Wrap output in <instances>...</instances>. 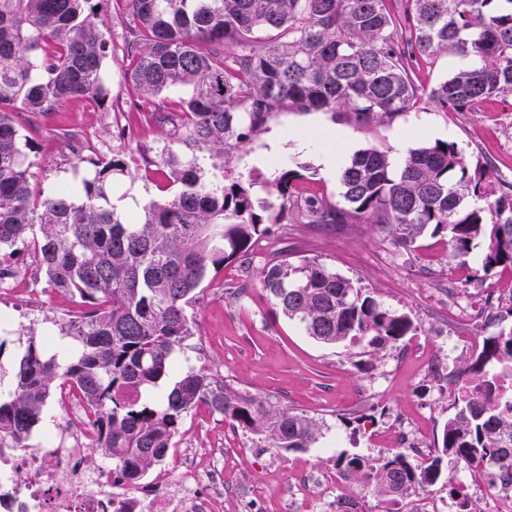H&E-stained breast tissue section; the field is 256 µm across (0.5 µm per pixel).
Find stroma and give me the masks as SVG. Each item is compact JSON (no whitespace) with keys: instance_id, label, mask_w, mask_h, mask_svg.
Wrapping results in <instances>:
<instances>
[{"instance_id":"stroma-1","label":"stroma","mask_w":512,"mask_h":512,"mask_svg":"<svg viewBox=\"0 0 512 512\" xmlns=\"http://www.w3.org/2000/svg\"><path fill=\"white\" fill-rule=\"evenodd\" d=\"M104 32L112 45L107 68L112 77L107 105L76 99L61 111L25 123L24 133L36 151L33 190L71 175V145L81 138L89 150L107 154L125 148L131 170L142 166L137 146L156 147L170 136L136 108L138 96L123 78L131 59L124 52L129 15L124 0H102ZM343 132L347 141L331 144V133ZM278 134L310 140L309 149L278 156L286 169L302 171L295 187L302 196H323L338 201L339 177L326 173L319 154L334 146L346 161L358 149L375 144L388 150L393 165H400L410 148L425 140L457 142L467 166L489 163L496 183L512 185V96L488 99L475 112H447L433 102L392 123L356 126L324 111L285 110L268 121L265 130L246 149L231 155L225 166L229 176L253 173L260 183L254 193L265 197L262 180L271 178L267 153ZM286 249L290 259L315 258L357 282L390 310L407 314L413 330L395 347L369 355L362 346H332L307 336L296 324L272 314V304L262 290L256 269L269 253ZM475 247L466 265L450 256L447 234L424 235L413 247L396 243L392 234L377 224H279L274 235L261 241L252 271L231 263L204 283L203 300L195 306L198 334L183 352L190 364L207 366L233 386L266 398L275 405L319 419L323 424L318 444L304 452H283L265 447L260 436L236 429L206 407L194 409L183 421L176 446H218L224 450V484L230 494L224 512H238L249 503L251 512H333L331 498H302L299 476L307 470L336 474L340 455L377 461L392 450V439L403 427L422 432L425 453H433L444 422L453 414L448 384L431 376L427 358L443 357L451 371L474 356L471 348L452 350L449 335L461 332L484 338L491 330L512 332V268L501 266L484 272ZM464 278H456V269ZM499 294L493 309L497 325L483 321L462 323L449 317L448 303H480L484 295ZM78 305L71 296L44 290L35 310L16 311L13 343L0 357V393L12 388L14 360L27 340L32 324L52 318L63 322L73 317ZM445 476L427 486L418 498L397 501V512H418V504L437 512H457L456 494L447 481L454 472L444 459Z\"/></svg>"}]
</instances>
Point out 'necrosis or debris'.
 Returning a JSON list of instances; mask_svg holds the SVG:
<instances>
[{
  "label": "necrosis or debris",
  "mask_w": 512,
  "mask_h": 512,
  "mask_svg": "<svg viewBox=\"0 0 512 512\" xmlns=\"http://www.w3.org/2000/svg\"><path fill=\"white\" fill-rule=\"evenodd\" d=\"M68 430L43 432L30 448L0 447V512H224V458L218 448H182V469L161 468L148 485L117 482L111 463L88 469L92 411L60 389ZM208 457L209 469L192 460Z\"/></svg>",
  "instance_id": "1"
}]
</instances>
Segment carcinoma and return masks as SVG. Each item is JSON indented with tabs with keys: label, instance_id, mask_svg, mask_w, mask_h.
I'll return each mask as SVG.
<instances>
[{
	"label": "carcinoma",
	"instance_id": "carcinoma-1",
	"mask_svg": "<svg viewBox=\"0 0 512 512\" xmlns=\"http://www.w3.org/2000/svg\"><path fill=\"white\" fill-rule=\"evenodd\" d=\"M99 0H0V257L36 247L35 265L51 290L78 299V314L43 331L30 327L0 399V436L26 448L58 388L93 409L91 464L112 461L137 483L166 459L185 417L205 405L233 426L263 436L267 447L305 451L322 437L316 420L233 388L204 366L191 367L149 400L176 370L175 356L197 335L193 312L209 273L228 263L250 269L255 243L275 224H383L407 247L426 231L447 233L451 257L466 264L484 243L485 272L512 267V192L492 187L488 168L470 170L457 143L424 141L398 169L377 145L341 164L343 205L293 195L295 171L267 181L224 173L229 155L283 110L325 111L359 125L387 124L425 98L449 112H475L512 95V0H125L131 23L124 44L133 63L124 79L153 122L171 124L161 147H138L146 166L174 191L123 213L113 204L135 178L121 157L73 152L72 176L35 196L31 153L18 113L46 116L73 98L106 103L111 50ZM440 53L473 65L436 85L417 83L419 58ZM189 90L179 122L158 98ZM274 311L326 345H364L377 354L413 329L408 315L385 308L316 258L274 255L259 270ZM512 366V333L483 340L451 379L480 378L482 390L455 400L441 446L414 466L408 449L373 464L342 455L350 484L388 500L436 483L442 462L481 469L488 488L512 486V397L499 392L490 364Z\"/></svg>",
	"mask_w": 512,
	"mask_h": 512
}]
</instances>
